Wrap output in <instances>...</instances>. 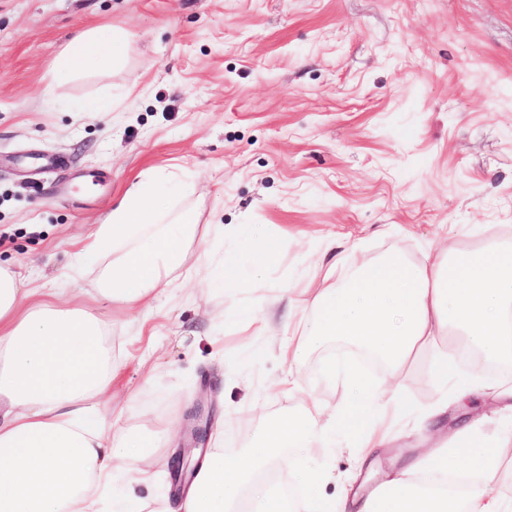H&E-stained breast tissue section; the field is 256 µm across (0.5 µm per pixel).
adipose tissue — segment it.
Instances as JSON below:
<instances>
[{"mask_svg": "<svg viewBox=\"0 0 512 512\" xmlns=\"http://www.w3.org/2000/svg\"><path fill=\"white\" fill-rule=\"evenodd\" d=\"M127 38L119 30L81 33L61 67L79 72L105 61L122 70ZM189 194L185 181L146 173L73 254V276L106 255L110 261L94 283L98 300L133 306L165 292L196 236L195 209L172 205ZM234 232L248 243L246 255H225L205 287L266 280L277 241L257 224L236 225ZM337 266L334 259L321 264L320 287L305 291L308 315L297 338L281 347L289 367L336 341L378 358L395 380L428 352V378L463 396L470 384L458 353L512 364L511 242L487 237L419 261L389 252L356 263L344 278ZM107 331L94 312L69 306L67 289L26 285L0 266V512H95L110 493L118 512H512V499L490 489L501 461L512 455V434L492 440L473 427L447 442L433 440L366 498L324 499L330 474L312 465L314 449L333 447L340 434L354 437L355 463L364 467L385 443L387 416L412 411L400 397L381 398L351 364L340 370L348 396L342 410L314 402L267 419L237 455L225 457L220 448L206 454L183 497L148 506L135 487L155 480L159 439L142 430L111 436V421L97 410L118 374ZM293 452L305 461L288 473L300 492L295 504L260 479ZM130 463L132 483L111 490L114 470Z\"/></svg>", "mask_w": 512, "mask_h": 512, "instance_id": "obj_1", "label": "adipose tissue"}]
</instances>
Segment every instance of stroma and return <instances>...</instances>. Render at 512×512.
I'll list each match as a JSON object with an SVG mask.
<instances>
[{"instance_id":"stroma-1","label":"stroma","mask_w":512,"mask_h":512,"mask_svg":"<svg viewBox=\"0 0 512 512\" xmlns=\"http://www.w3.org/2000/svg\"><path fill=\"white\" fill-rule=\"evenodd\" d=\"M112 28L129 35L123 71L59 72L78 33ZM150 169L191 186L189 259L245 251L218 224L262 225L280 252L264 283L209 291L181 279L132 308L93 299L88 268L72 304L107 322L119 369L101 410L116 436L175 420L163 462L205 406L206 445L230 457L303 397L347 402L342 377L322 375L351 354L343 344L307 356L303 394L270 392L287 371L282 317L316 287L325 250L351 265L512 239V0H0V264L55 287ZM243 304L260 311L245 330L223 318ZM459 364L478 394L448 397L421 359L400 397L418 410L447 400L443 436L473 423L501 437L512 410L491 390L512 371ZM426 447L404 420L367 470L352 439L314 461L332 475L326 495L365 494Z\"/></svg>"}]
</instances>
